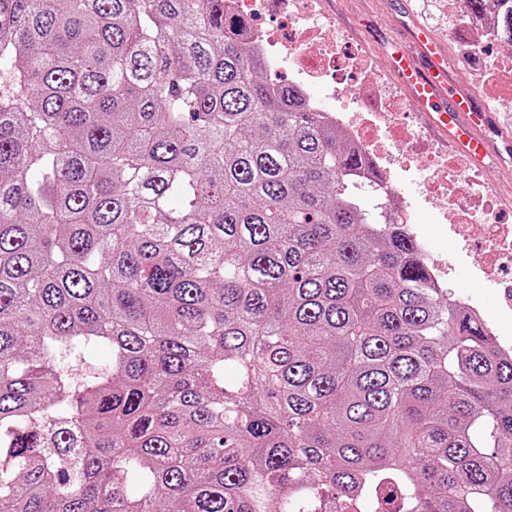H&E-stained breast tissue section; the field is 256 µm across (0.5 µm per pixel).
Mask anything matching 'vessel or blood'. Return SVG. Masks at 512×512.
Instances as JSON below:
<instances>
[{"label":"vessel or blood","mask_w":512,"mask_h":512,"mask_svg":"<svg viewBox=\"0 0 512 512\" xmlns=\"http://www.w3.org/2000/svg\"><path fill=\"white\" fill-rule=\"evenodd\" d=\"M385 61L412 110L425 116L434 131L476 165L491 157L486 127L492 113L488 107L477 105L471 95L449 88L448 54L432 30L415 25L410 43L393 44Z\"/></svg>","instance_id":"b4317fda"}]
</instances>
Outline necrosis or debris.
Wrapping results in <instances>:
<instances>
[{
	"label": "necrosis or debris",
	"instance_id": "necrosis-or-debris-1",
	"mask_svg": "<svg viewBox=\"0 0 512 512\" xmlns=\"http://www.w3.org/2000/svg\"><path fill=\"white\" fill-rule=\"evenodd\" d=\"M314 4L315 0H226L225 6L248 20L277 12L293 22V30L285 36L251 26L244 37L256 55L275 64L287 61L298 78L303 103L322 111L329 124L346 131L365 152L383 181L385 203L394 222L411 226L417 210L416 203L402 189L415 177L414 170L405 165V158L443 162V169L434 171L423 183L421 193L455 238L467 241L478 236V253L471 257L469 270L475 276L492 279L502 290V312L512 313V226L500 220L498 190L488 180L466 175L460 162L443 157L429 138L396 124L400 96L384 73H374L373 90L360 88L343 97L336 107L323 106L313 90L324 85L329 75L355 76L371 71V65L365 53L353 49L335 33L331 21ZM491 34L483 18L472 20L457 32L471 60L478 63L470 71V80L480 89L490 84L492 70L512 69L511 50L486 57Z\"/></svg>",
	"mask_w": 512,
	"mask_h": 512
}]
</instances>
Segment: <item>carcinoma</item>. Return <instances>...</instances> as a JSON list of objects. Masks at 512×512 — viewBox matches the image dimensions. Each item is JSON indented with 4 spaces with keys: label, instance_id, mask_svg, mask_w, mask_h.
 I'll list each match as a JSON object with an SVG mask.
<instances>
[{
    "label": "carcinoma",
    "instance_id": "obj_1",
    "mask_svg": "<svg viewBox=\"0 0 512 512\" xmlns=\"http://www.w3.org/2000/svg\"><path fill=\"white\" fill-rule=\"evenodd\" d=\"M224 2L0 0V512H512V355Z\"/></svg>",
    "mask_w": 512,
    "mask_h": 512
}]
</instances>
